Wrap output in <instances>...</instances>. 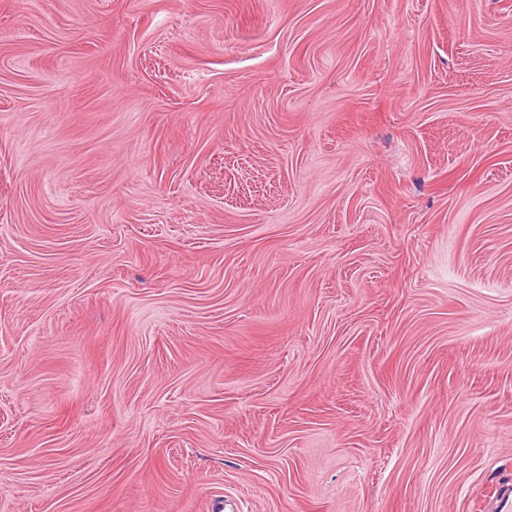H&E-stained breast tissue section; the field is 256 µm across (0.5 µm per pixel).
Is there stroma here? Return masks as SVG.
Returning <instances> with one entry per match:
<instances>
[{
	"instance_id": "1",
	"label": "stroma",
	"mask_w": 512,
	"mask_h": 512,
	"mask_svg": "<svg viewBox=\"0 0 512 512\" xmlns=\"http://www.w3.org/2000/svg\"><path fill=\"white\" fill-rule=\"evenodd\" d=\"M512 499V0H0V512Z\"/></svg>"
}]
</instances>
